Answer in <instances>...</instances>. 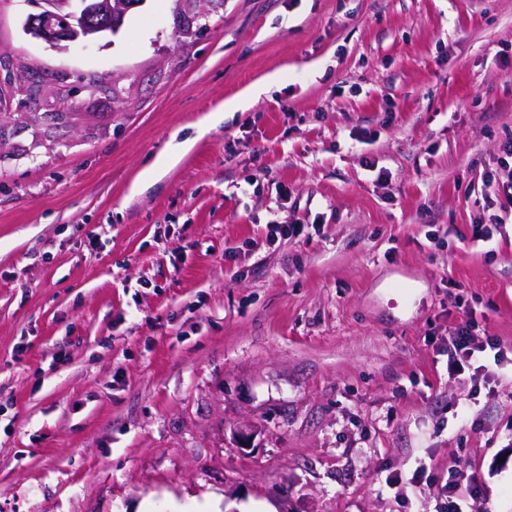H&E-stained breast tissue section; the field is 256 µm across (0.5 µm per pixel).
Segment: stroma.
Listing matches in <instances>:
<instances>
[{"label":"stroma","instance_id":"obj_1","mask_svg":"<svg viewBox=\"0 0 512 512\" xmlns=\"http://www.w3.org/2000/svg\"><path fill=\"white\" fill-rule=\"evenodd\" d=\"M39 11L0 0V512H436L457 466L512 512V0ZM467 310L506 361L452 378ZM79 1V9L72 2ZM42 12L29 16L23 29L31 37L53 47L65 42L95 39L118 33L133 6L126 0H43Z\"/></svg>","mask_w":512,"mask_h":512}]
</instances>
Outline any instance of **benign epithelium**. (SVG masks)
I'll use <instances>...</instances> for the list:
<instances>
[{"instance_id": "benign-epithelium-1", "label": "benign epithelium", "mask_w": 512, "mask_h": 512, "mask_svg": "<svg viewBox=\"0 0 512 512\" xmlns=\"http://www.w3.org/2000/svg\"><path fill=\"white\" fill-rule=\"evenodd\" d=\"M74 0H43L42 12L26 19L23 29L31 37L53 47L65 42L95 39L115 34L121 29L130 6L126 0H79V9H72ZM37 75L17 68L10 82L24 93H32Z\"/></svg>"}]
</instances>
